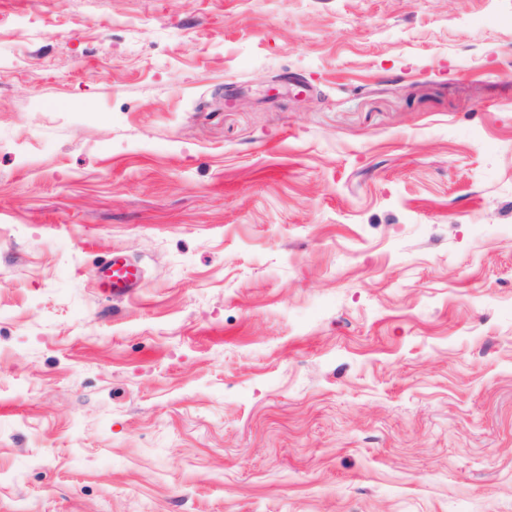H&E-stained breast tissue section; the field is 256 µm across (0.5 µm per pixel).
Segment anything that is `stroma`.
<instances>
[{"mask_svg":"<svg viewBox=\"0 0 512 512\" xmlns=\"http://www.w3.org/2000/svg\"><path fill=\"white\" fill-rule=\"evenodd\" d=\"M185 504L512 512V0H0V512ZM142 276L139 266L123 255L113 254L102 265L99 288L115 299L124 298L139 287Z\"/></svg>","mask_w":512,"mask_h":512,"instance_id":"obj_1","label":"stroma"}]
</instances>
